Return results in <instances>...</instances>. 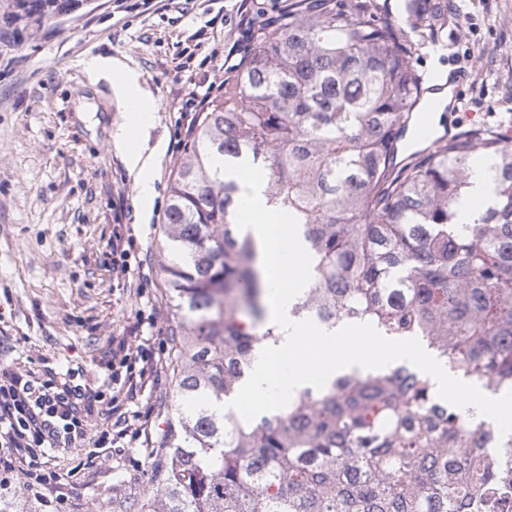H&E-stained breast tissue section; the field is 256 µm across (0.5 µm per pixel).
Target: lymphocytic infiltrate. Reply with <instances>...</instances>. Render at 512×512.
<instances>
[{"label":"lymphocytic infiltrate","mask_w":512,"mask_h":512,"mask_svg":"<svg viewBox=\"0 0 512 512\" xmlns=\"http://www.w3.org/2000/svg\"><path fill=\"white\" fill-rule=\"evenodd\" d=\"M131 335L138 337V344H129L123 337L112 341V381L124 383L121 392L60 384L52 377L40 380L16 373L10 365L0 366V473L22 474L28 491L49 485L63 494L67 488L62 474L43 462L52 449L78 448L88 441L104 450L125 438L155 447L159 437L151 411L133 419L116 413L119 398H134L157 385L167 366L163 353L153 350L141 327H133ZM92 402L99 404L102 415L114 417V429H94L85 412Z\"/></svg>","instance_id":"f902f5d3"}]
</instances>
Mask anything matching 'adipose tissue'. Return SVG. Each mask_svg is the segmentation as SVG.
Wrapping results in <instances>:
<instances>
[{"label": "adipose tissue", "instance_id": "1", "mask_svg": "<svg viewBox=\"0 0 512 512\" xmlns=\"http://www.w3.org/2000/svg\"><path fill=\"white\" fill-rule=\"evenodd\" d=\"M89 74L107 80L120 101L126 128L134 137H121L118 145L128 170L136 178L138 196L143 205H150L155 194L153 161L162 151L161 144H149L147 132L151 125L156 102L141 85L140 73L126 63L109 56H96L87 63Z\"/></svg>", "mask_w": 512, "mask_h": 512}]
</instances>
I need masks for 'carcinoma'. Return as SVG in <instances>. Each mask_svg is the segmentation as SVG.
Returning a JSON list of instances; mask_svg holds the SVG:
<instances>
[{"mask_svg": "<svg viewBox=\"0 0 512 512\" xmlns=\"http://www.w3.org/2000/svg\"><path fill=\"white\" fill-rule=\"evenodd\" d=\"M283 0L244 11L236 61L169 188L161 259L179 322L177 394L223 405L278 340L266 324L257 244L235 223L239 182L211 158L266 171V205L293 214L312 257L291 314L327 331L371 323L420 337L456 377L512 390V147L492 129L408 139L424 49L439 48L448 0ZM490 184L479 218L459 207ZM512 435L441 399L406 365L352 369L251 422L185 409L171 423L152 503L137 512H512Z\"/></svg>", "mask_w": 512, "mask_h": 512, "instance_id": "carcinoma-1", "label": "carcinoma"}]
</instances>
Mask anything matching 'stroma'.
<instances>
[{"label": "stroma", "mask_w": 512, "mask_h": 512, "mask_svg": "<svg viewBox=\"0 0 512 512\" xmlns=\"http://www.w3.org/2000/svg\"><path fill=\"white\" fill-rule=\"evenodd\" d=\"M240 0H75L42 22L0 19V336L6 361L41 377L75 372L76 382L111 388L113 337L155 314V337L169 342L178 317L158 253L170 180L182 159L172 145L180 113L216 96L232 64ZM440 51L421 70L452 79L464 71L461 129L512 131V0H448ZM135 68L157 101L150 139L156 196L143 207L116 135L123 112L106 80L85 68L93 56ZM130 225L149 270L143 288L112 276V227ZM179 400L173 373L125 406H151L168 428ZM156 448H123L86 465L81 448L56 450L73 495L55 504L33 495L21 475L0 488V512H119L144 503L154 483Z\"/></svg>", "instance_id": "1"}]
</instances>
